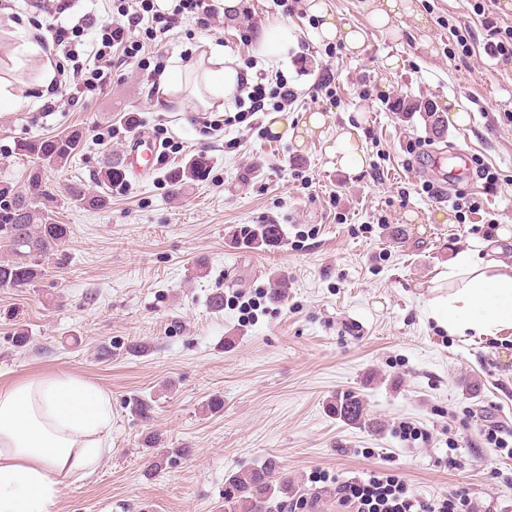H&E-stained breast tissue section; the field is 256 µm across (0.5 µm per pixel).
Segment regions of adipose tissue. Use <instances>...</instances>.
Returning <instances> with one entry per match:
<instances>
[{
	"instance_id": "ef3b65f1",
	"label": "adipose tissue",
	"mask_w": 512,
	"mask_h": 512,
	"mask_svg": "<svg viewBox=\"0 0 512 512\" xmlns=\"http://www.w3.org/2000/svg\"><path fill=\"white\" fill-rule=\"evenodd\" d=\"M320 18L319 36L351 52L363 47L359 29L338 25L324 0H306ZM11 68L0 75V110L22 112L37 106L55 83L52 63L44 62L38 40L16 26ZM42 60L39 77L16 90L14 76ZM250 80L222 46L203 39L191 58H170L153 85L156 105L179 112L194 107L220 112ZM333 168L360 173L365 152L351 132H337L327 147ZM430 319L452 336L494 338L512 330V257L483 258L479 250L453 254L430 282ZM112 450V396L89 379L70 372L36 376L0 386V512H53L61 490L91 476Z\"/></svg>"
}]
</instances>
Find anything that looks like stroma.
<instances>
[{"mask_svg": "<svg viewBox=\"0 0 512 512\" xmlns=\"http://www.w3.org/2000/svg\"><path fill=\"white\" fill-rule=\"evenodd\" d=\"M325 2L361 30L359 54L318 39L304 0L289 12L281 0H242L233 21L183 17L157 59L167 65L211 40L251 75L282 73L298 92L291 106L268 99L251 114L242 90L207 116L164 112L146 70L131 63L77 105L0 112V183L19 189L39 167L17 154L19 140L84 131L69 165L42 169L55 218L71 229L61 259L45 262L36 287L0 288V386L73 372L112 395L111 453L61 490L53 512H219L228 475L269 459L314 512H346L334 479L378 465L398 467L421 495L463 487L491 512H512V458L477 434L492 424L512 435V331L451 336L424 314L436 266L493 224L512 225V61L485 54L482 27L512 26V0H411L386 27L372 23L368 0ZM283 26L291 39L267 60L261 37ZM390 56L397 70L384 67ZM319 82L340 106L311 101ZM400 98L431 101L443 115L454 102L467 120L436 134L420 117L390 112ZM315 111L327 123L303 144L271 131L273 115L297 128ZM143 127L168 141L157 170L114 190L104 209L67 200L72 183L100 191L99 170ZM347 127L367 155L356 176L326 154ZM415 142L483 161L496 190L471 175L428 195L424 182L439 174L414 170ZM198 155L210 161L206 179L173 193L168 171ZM270 223L283 230L277 247L231 241L240 225ZM280 278L287 288L277 289ZM216 290L218 313L207 306ZM20 329L30 338L23 348L13 342ZM346 392L364 401L365 422L332 412ZM215 395L223 411L203 413ZM137 399L152 404L151 421L132 413ZM405 422L427 439L405 441ZM152 433L161 437L154 450L144 445ZM157 452L170 460L155 472ZM452 455L464 467L449 469ZM318 469L332 477L322 487L309 480Z\"/></svg>", "mask_w": 512, "mask_h": 512, "instance_id": "35a3bbf8", "label": "stroma"}]
</instances>
